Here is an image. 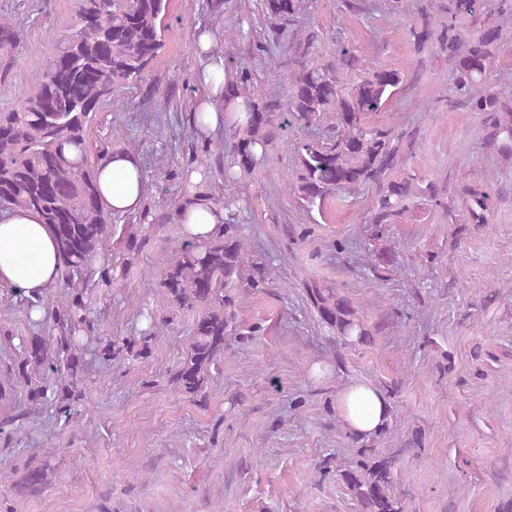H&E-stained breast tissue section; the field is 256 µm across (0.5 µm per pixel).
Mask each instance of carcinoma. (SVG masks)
I'll return each mask as SVG.
<instances>
[{
  "mask_svg": "<svg viewBox=\"0 0 512 512\" xmlns=\"http://www.w3.org/2000/svg\"><path fill=\"white\" fill-rule=\"evenodd\" d=\"M169 0H80L77 25L64 36L56 53L35 75L25 103L0 112V208L24 207L53 225L66 281L92 275V266L112 232L109 213L99 204L95 170L101 157L92 155L88 131L100 104L112 91L149 79L150 65L163 47ZM269 17L292 24L302 14L303 0H264ZM448 20L424 12L407 27L416 51L429 47L452 65V85L469 111L492 124L493 144L512 150V113L496 88L487 84L504 30L512 25V0H494L492 19L483 0H448ZM21 31L0 17V53L9 55L21 43ZM317 33L304 30L288 47L286 95L281 99L258 92L251 70L238 68L232 81L242 109L225 112V131L232 143L224 161V182L246 184L264 164L280 132L294 125H314L326 112L336 125L324 139L308 137L294 147V185L298 198L325 214L337 193L364 187L376 190L375 224H389L403 214L412 177L401 172L404 151L413 142L393 128L370 123L408 73L393 68L370 70L355 84L342 82L344 70L360 60L342 46L336 59L313 60ZM470 219L487 223L488 195L470 188ZM240 199L224 197V234L205 243H187L175 254L163 285L183 310L196 313L192 336L174 381L189 393L200 389L224 359V341L240 335L235 296L268 288L270 271L247 253L242 226L235 216ZM304 289L310 308L346 345L372 336L360 307L336 287L311 279ZM86 302L69 305L56 320L58 331L31 340L17 363L18 378L31 402L47 396V382L33 380L46 369L64 379L65 394L82 393L83 369L76 357L86 323ZM105 358L140 359L148 340L133 348L126 338H96ZM393 461L372 454L340 470V478L363 512H406L393 485Z\"/></svg>",
  "mask_w": 512,
  "mask_h": 512,
  "instance_id": "1",
  "label": "carcinoma"
}]
</instances>
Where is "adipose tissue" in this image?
<instances>
[{
  "mask_svg": "<svg viewBox=\"0 0 512 512\" xmlns=\"http://www.w3.org/2000/svg\"><path fill=\"white\" fill-rule=\"evenodd\" d=\"M223 34L204 29L196 36L199 67L196 82L203 94L194 108V129L198 137L210 138L224 128L225 89L230 69L216 45ZM99 198L103 208L115 214L139 212L147 192L140 155L133 150H115L96 167ZM202 171L190 172V188L178 206V220L187 241L200 243L224 232V208L198 190ZM61 262L51 225L43 223L32 210L16 208L0 212V288L38 299L56 285ZM336 408L349 433L361 438L377 436L390 422V406L380 389L369 383L346 387L336 397Z\"/></svg>",
  "mask_w": 512,
  "mask_h": 512,
  "instance_id": "obj_1",
  "label": "adipose tissue"
}]
</instances>
